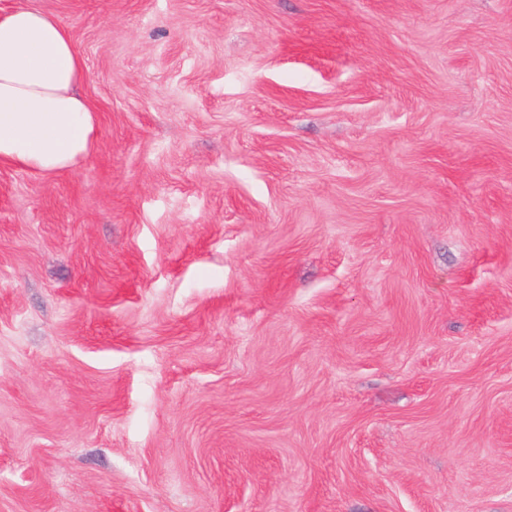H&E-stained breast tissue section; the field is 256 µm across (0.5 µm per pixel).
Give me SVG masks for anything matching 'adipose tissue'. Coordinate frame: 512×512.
<instances>
[{
    "label": "adipose tissue",
    "mask_w": 512,
    "mask_h": 512,
    "mask_svg": "<svg viewBox=\"0 0 512 512\" xmlns=\"http://www.w3.org/2000/svg\"><path fill=\"white\" fill-rule=\"evenodd\" d=\"M87 76L58 18L27 5L0 13V160L43 173L86 160L96 128Z\"/></svg>",
    "instance_id": "1"
}]
</instances>
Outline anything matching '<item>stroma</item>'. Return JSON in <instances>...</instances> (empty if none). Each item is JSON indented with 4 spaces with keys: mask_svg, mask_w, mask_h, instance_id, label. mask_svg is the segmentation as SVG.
<instances>
[{
    "mask_svg": "<svg viewBox=\"0 0 512 512\" xmlns=\"http://www.w3.org/2000/svg\"><path fill=\"white\" fill-rule=\"evenodd\" d=\"M85 59L0 163V512H512V0H0Z\"/></svg>",
    "mask_w": 512,
    "mask_h": 512,
    "instance_id": "stroma-1",
    "label": "stroma"
}]
</instances>
